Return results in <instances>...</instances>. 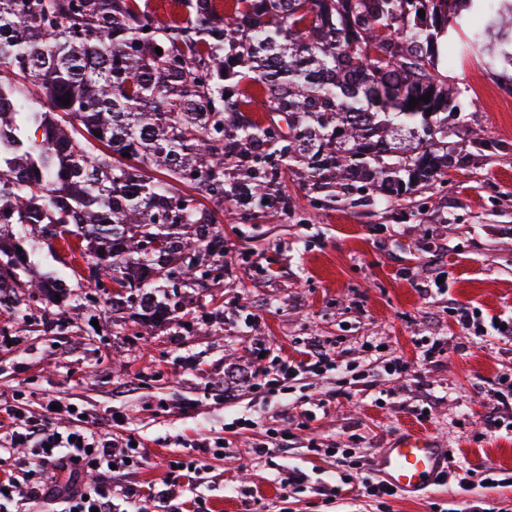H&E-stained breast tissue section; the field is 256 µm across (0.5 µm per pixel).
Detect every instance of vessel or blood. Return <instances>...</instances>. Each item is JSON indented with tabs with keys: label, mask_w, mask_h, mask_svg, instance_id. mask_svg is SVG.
Returning <instances> with one entry per match:
<instances>
[{
	"label": "vessel or blood",
	"mask_w": 512,
	"mask_h": 512,
	"mask_svg": "<svg viewBox=\"0 0 512 512\" xmlns=\"http://www.w3.org/2000/svg\"><path fill=\"white\" fill-rule=\"evenodd\" d=\"M375 470L384 484L414 498L447 472V450L429 432L406 430L381 449Z\"/></svg>",
	"instance_id": "vessel-or-blood-1"
}]
</instances>
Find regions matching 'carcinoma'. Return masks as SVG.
<instances>
[{"instance_id":"obj_1","label":"carcinoma","mask_w":512,"mask_h":512,"mask_svg":"<svg viewBox=\"0 0 512 512\" xmlns=\"http://www.w3.org/2000/svg\"><path fill=\"white\" fill-rule=\"evenodd\" d=\"M179 2L158 24L140 0H0V304L66 295L33 276L37 237L82 259L87 287H119L112 308L175 319L181 290L224 280L216 212L182 186L243 224L288 213V174L314 209L330 187L412 195L452 167L444 48L512 71V0Z\"/></svg>"}]
</instances>
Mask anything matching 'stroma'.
Segmentation results:
<instances>
[{"instance_id":"35a3bbf8","label":"stroma","mask_w":512,"mask_h":512,"mask_svg":"<svg viewBox=\"0 0 512 512\" xmlns=\"http://www.w3.org/2000/svg\"><path fill=\"white\" fill-rule=\"evenodd\" d=\"M447 61L462 92L447 182L388 205L370 189L327 196L316 211L292 182L288 213L243 224L220 210L223 282L188 291L183 321L149 333L85 288L59 304L22 293L0 305V404L117 413L115 444L142 443L137 468L62 473L55 485L154 484L206 437L216 449L199 479L155 512H464L476 500L512 512V486L436 484L384 503L361 489L381 448L413 427L450 448L461 475L512 472V428H485L512 419V398H492L512 371V339L481 330L512 322V80L453 51ZM464 310L476 330L461 329ZM317 336L333 343L334 368L259 388L258 371L306 361ZM436 339L442 353L424 361ZM393 356L410 371H385ZM261 442L270 452L258 459ZM341 448L354 453L347 481ZM298 471L305 481L289 483Z\"/></svg>"}]
</instances>
